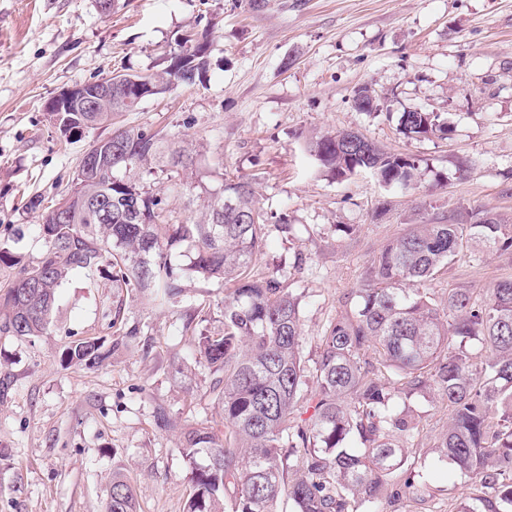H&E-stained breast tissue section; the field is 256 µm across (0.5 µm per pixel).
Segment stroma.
I'll return each instance as SVG.
<instances>
[{"label": "stroma", "mask_w": 512, "mask_h": 512, "mask_svg": "<svg viewBox=\"0 0 512 512\" xmlns=\"http://www.w3.org/2000/svg\"><path fill=\"white\" fill-rule=\"evenodd\" d=\"M0 0V240L25 263L43 242L30 196L67 192L81 156L119 126L164 129L197 145L193 192H173L162 172L143 183L177 219L196 213L191 194L250 178L257 205L286 213L269 225L253 264L257 277L288 273L300 299L303 354L357 287L379 248L406 225L470 224L493 214L512 224V0ZM211 32L201 84L150 96L111 125L67 136L45 110L61 89L115 72H159L183 31ZM371 87L378 110L353 96ZM447 114L448 138L399 131L407 109ZM351 129L382 149L416 158L417 178L387 186L364 171L345 181L319 171L306 141ZM512 277V255L465 247L431 283L485 294ZM174 307L99 273H74L58 290L45 334L0 337V370L12 389L0 400V512H105L114 475L133 486L138 512H184L189 465L180 442L199 423L222 426L219 375L192 353L200 332L224 327V291L190 278ZM137 335H127L130 326ZM86 337L122 338L91 369L67 367L61 351ZM412 441L420 481L435 492L420 505L381 512H455L471 479L434 456L448 414L425 395Z\"/></svg>", "instance_id": "stroma-1"}]
</instances>
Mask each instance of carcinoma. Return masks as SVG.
Instances as JSON below:
<instances>
[{
	"mask_svg": "<svg viewBox=\"0 0 512 512\" xmlns=\"http://www.w3.org/2000/svg\"><path fill=\"white\" fill-rule=\"evenodd\" d=\"M211 52L207 32H197L190 46L176 44L161 73L142 79L163 94L176 69L180 84L194 86L208 72ZM129 96L115 86L112 111L82 116L91 128L110 125L113 115L138 108L126 103ZM399 130L408 138L452 132L438 112H402ZM97 143L105 171L86 179L75 169L64 215L41 199L29 201L30 209L42 208L40 261L22 267L0 242V266H20L0 294V335H42L58 288L78 271L107 268L112 282L167 306L182 301L184 277L232 286L224 297V330L196 338L199 358L223 374L224 434L203 425L183 433L192 487L186 512H277L282 500L291 512H368L404 497L426 502L431 494L417 485L407 455L420 422L400 400L427 390L448 411L439 460H451L478 490L457 512H512V279L480 300L465 286L441 297L427 288L466 243L512 253L511 224L487 215L473 224L408 225L347 293L310 362L301 345L300 301L285 287L287 275L251 273L268 226L251 182L226 181L220 194L203 199L197 218L174 220L163 199L129 172L161 161L171 187L180 190L199 153L141 128L117 127ZM307 150L338 180L370 170L385 185H407L419 168L414 158L386 152L351 130L322 134ZM181 248L190 261L177 267L171 255ZM118 347L77 339L61 361L93 369ZM106 512H137L127 480L112 478Z\"/></svg>",
	"mask_w": 512,
	"mask_h": 512,
	"instance_id": "obj_1",
	"label": "carcinoma"
}]
</instances>
